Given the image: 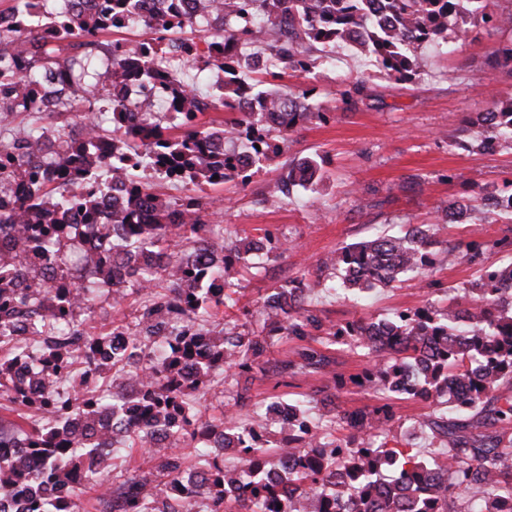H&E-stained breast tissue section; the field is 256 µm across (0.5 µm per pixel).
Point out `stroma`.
Returning a JSON list of instances; mask_svg holds the SVG:
<instances>
[{
	"instance_id": "obj_1",
	"label": "stroma",
	"mask_w": 512,
	"mask_h": 512,
	"mask_svg": "<svg viewBox=\"0 0 512 512\" xmlns=\"http://www.w3.org/2000/svg\"><path fill=\"white\" fill-rule=\"evenodd\" d=\"M500 38V33L473 26L467 36L451 38V52L422 47L421 74L412 82L382 78L372 62L347 48L337 49L335 66L320 65L309 74L288 78L292 91L315 89L318 101L331 111L328 120L299 128L284 152L253 169L248 182L236 179L204 186L202 191L225 243L258 239L268 232L291 242L288 251L263 268L239 264L242 306L254 309L272 288L297 278L325 324L381 319L427 302L444 304L447 291L463 288L481 268L512 260V252L504 249L476 254L465 249L469 243L512 238V218H488L476 210L467 221L451 222L444 213L449 202L470 198L484 188L512 192V150L488 154L463 151L453 143L463 122L486 111L492 96L512 95V78L481 67ZM360 80L369 92L364 103L353 110L337 108V93ZM306 157L317 161L319 182L306 190L293 189L276 206L260 204L262 192L286 172L289 162ZM414 174L421 176V185L402 189V182ZM404 224L431 225L436 251L458 247L455 262L440 260L421 276L375 286L359 303L350 292L325 290L318 272L324 258L372 231L393 232ZM338 360L342 378L335 389L336 404L347 410L391 404L396 414L392 436L409 440L424 456L438 453L431 434L414 428L416 421L435 411V403L390 402L361 390L349 381L361 370L360 359L342 352ZM239 384L249 388L260 409L270 397L310 391L315 381L299 377L280 385L255 369L240 376Z\"/></svg>"
}]
</instances>
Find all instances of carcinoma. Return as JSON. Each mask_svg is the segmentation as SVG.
Here are the masks:
<instances>
[{
    "label": "carcinoma",
    "mask_w": 512,
    "mask_h": 512,
    "mask_svg": "<svg viewBox=\"0 0 512 512\" xmlns=\"http://www.w3.org/2000/svg\"><path fill=\"white\" fill-rule=\"evenodd\" d=\"M17 20L0 29V234L13 246L0 250V492L42 483L61 497L31 498L26 512H81L77 490L105 483L112 448L129 437L145 449L146 471L103 488L95 512H187L164 486L187 469L188 455L206 463L190 494L207 512H501L512 497V398L498 395L512 380V307L504 308L499 291L508 286L507 265L490 266L462 289L447 309L425 305L381 319L387 341L373 336L375 322L357 319L326 327L303 303L304 289L291 280L258 301V329L231 319L217 332L205 328L210 311L238 305L233 273L236 264L259 250L260 239H240L219 250L210 241L205 204L193 194L174 201L153 196L154 223L140 224L137 212L146 186L140 170H165L170 180L200 186L239 176L230 148L217 151L216 140H247L255 163L283 152L300 125L323 122L327 113L303 91L298 96L272 92L288 72L308 73L345 46L357 27L364 36L354 51L375 60L379 72L394 82H412L420 72L418 50L427 44L448 48V30L459 24L512 29V4L488 10V0H385V22L370 11L375 0H293L288 22L280 21L282 0H200L195 16L176 11L137 19L126 0H105L96 13L70 10L38 12L30 0H10ZM142 26L150 32V53L125 40L101 36ZM264 37V52L274 61L226 53L233 42ZM112 57V70L96 75L98 54ZM179 57L202 74L215 66L227 79L214 96L192 83L178 82L165 107L145 124L134 123L122 90L127 81L150 72L168 58ZM483 68L512 76V41L488 53ZM55 71L63 86L49 96L46 74ZM249 95L270 109L286 110L281 125L264 127L255 112L205 125L206 113L232 112ZM367 96L361 82L339 92L337 101L351 110ZM180 128L179 136L170 130ZM460 133L468 146H512V97L470 120ZM260 148H255V145ZM56 176L42 180V167ZM119 171L128 195L112 223L101 226L102 243L71 265L68 245L79 227L59 218L64 209L89 224L98 204L101 170ZM319 179L312 158L288 163L285 176L269 186L261 202L272 205L297 186ZM494 196L484 192L448 204L446 216L462 221L478 208L489 209ZM179 211L184 221L171 222ZM428 224L410 226L398 235L377 234L338 249L321 262L342 273L343 284L357 297L380 283L390 286L414 270L432 264ZM190 235L189 251L174 237ZM224 280V297L212 298L203 279ZM144 301L132 322L114 317L108 328L87 331L80 316L92 310L102 292L114 304L129 287ZM176 322L173 336L162 327ZM299 342L292 357L274 374L332 376V352L347 347L368 358L351 384L397 399L444 400L448 412L419 421L439 441L437 454L448 465V479L435 475L432 461L411 445L389 439L394 420L388 404L354 411L340 409L327 383L311 394L277 397L265 409V422L250 418L249 389L230 392L219 421L197 415L196 395L216 376L224 383L260 370L270 362L271 333ZM37 362L39 387L15 383L17 363ZM189 361L201 364L192 377L182 375ZM130 402L144 423L117 419L109 429L96 426L101 409ZM324 412L311 416V405ZM282 404L292 420L280 422L273 412ZM178 420L179 430L166 446L154 444L150 423L164 427ZM348 435L336 436V425ZM261 434L259 454L241 447L232 434ZM236 455L250 469L275 470L284 452L292 454L288 475L273 482L246 479L227 469L224 457L211 452L208 437ZM282 508H277V505Z\"/></svg>",
    "instance_id": "obj_1"
}]
</instances>
